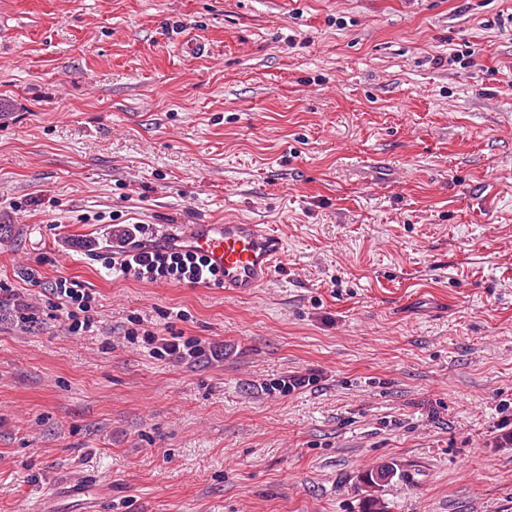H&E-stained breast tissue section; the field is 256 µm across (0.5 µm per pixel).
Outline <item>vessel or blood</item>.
I'll use <instances>...</instances> for the list:
<instances>
[{
    "label": "vessel or blood",
    "instance_id": "b4317fda",
    "mask_svg": "<svg viewBox=\"0 0 512 512\" xmlns=\"http://www.w3.org/2000/svg\"><path fill=\"white\" fill-rule=\"evenodd\" d=\"M155 245L204 258L234 295L267 284L284 251L283 240L260 224H171Z\"/></svg>",
    "mask_w": 512,
    "mask_h": 512
}]
</instances>
